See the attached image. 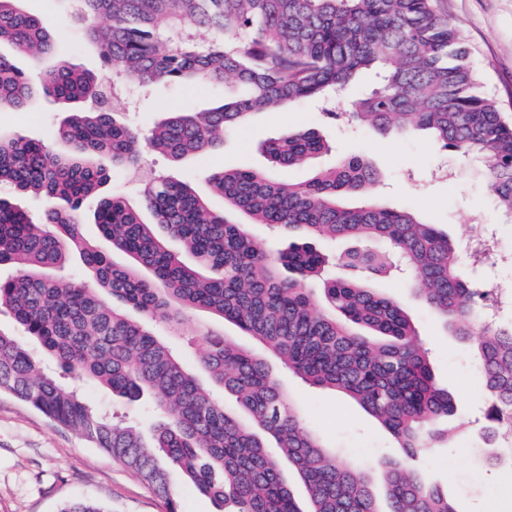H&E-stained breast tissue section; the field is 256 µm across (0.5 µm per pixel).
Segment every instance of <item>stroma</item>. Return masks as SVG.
Segmentation results:
<instances>
[{
    "instance_id": "stroma-1",
    "label": "stroma",
    "mask_w": 512,
    "mask_h": 512,
    "mask_svg": "<svg viewBox=\"0 0 512 512\" xmlns=\"http://www.w3.org/2000/svg\"><path fill=\"white\" fill-rule=\"evenodd\" d=\"M25 9L49 16L56 31V55L71 51L82 29L70 5L50 0H24ZM441 7L467 47L484 90L494 96L504 118L512 122V0H441ZM224 87L160 83L143 89L123 86L113 102L123 122L147 133L167 112L177 108L205 109L218 105ZM67 117L53 102L36 101L23 112H0V129L55 145ZM315 129L331 143L335 154L356 155L371 162L381 175L374 197L387 206L413 212L426 224L438 225L455 241L465 274L492 296L512 297V265L477 264L469 245L486 225H493L500 252L512 253V222L498 212L486 178L473 161L445 151L421 134H383L351 121L329 124L322 105L301 103L289 109L256 114L227 135L222 146L173 164L150 155L151 170L189 181L209 197L214 210L222 198L211 195L209 177L222 169L270 168L263 145L288 130ZM382 293L411 316L418 339L428 352L436 380L454 401V420L463 435L420 463L423 473L455 499L459 512H512V474L486 464L490 448L482 439L489 400L479 375L475 343H462L446 332L441 321L400 279L378 283ZM183 364L197 369L193 341L210 330L247 347L256 341L232 324L197 311L180 324L162 318L152 322ZM282 380L306 425L330 450L365 469L382 457L397 456L392 436L357 403L330 389H315L300 379ZM85 401L100 412L126 413L144 432H152L161 415L150 400L134 406L107 389L75 380ZM88 500L110 512H165L158 492L77 434L61 428L26 403L0 395V512H60L69 501Z\"/></svg>"
}]
</instances>
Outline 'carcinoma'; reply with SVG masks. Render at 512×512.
I'll return each instance as SVG.
<instances>
[{"label": "carcinoma", "instance_id": "carcinoma-1", "mask_svg": "<svg viewBox=\"0 0 512 512\" xmlns=\"http://www.w3.org/2000/svg\"><path fill=\"white\" fill-rule=\"evenodd\" d=\"M22 0H0V43L39 64L19 69L0 53V111L22 112L43 97L69 113L53 147L0 133V185L44 201L39 220L0 198V311L67 373L129 402L149 394L162 419L146 439L131 423L91 408L73 387L45 373L12 334L0 330V393L7 392L135 473L181 512L168 470L180 471L224 512H457L448 492L416 468L456 431L454 404L439 385L408 313L367 278L408 277V285L454 335L482 328L477 350L491 400L487 436L512 437V321L484 326L489 294L459 272L448 235L414 213L373 201L377 170L340 156L302 183L253 170L209 179L224 198L211 209L187 182L154 176L140 198L98 201L95 224L110 249L88 240L78 212L109 180L100 163L136 167L143 145L174 163L216 148L261 111L304 100H334L357 74L375 68L377 87L348 116L385 133H426L443 150L474 160L498 208L512 217V124L478 89L469 54L439 0H73L112 76L70 56L43 68L55 36L46 16ZM102 18L99 26L93 20ZM211 33L206 44L194 32ZM228 82L224 103L168 113L146 136L106 107L109 82ZM270 163L309 166L331 151L319 132H288L264 144ZM293 238L286 250L255 240L235 216ZM180 242L185 262L167 240ZM320 240L347 248L330 255ZM130 259L117 265L112 254ZM77 266L94 282L57 272ZM350 270L338 278L331 266ZM294 274L282 276V270ZM322 282L315 298L308 282ZM206 310L254 337L281 366L332 389L376 418L399 457L361 470L303 422L267 359L207 331L198 358L235 410L215 401L150 326ZM303 486L297 499L284 475Z\"/></svg>", "mask_w": 512, "mask_h": 512}]
</instances>
